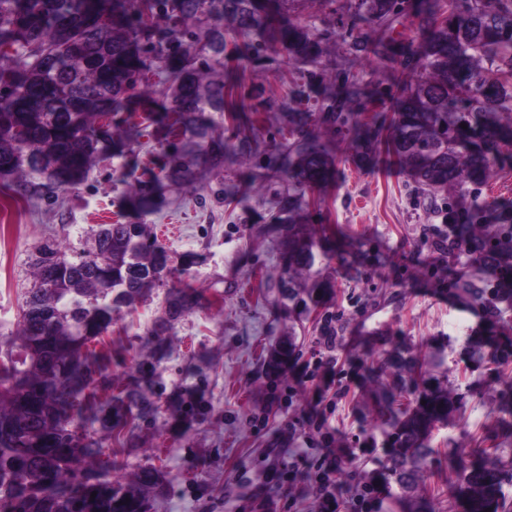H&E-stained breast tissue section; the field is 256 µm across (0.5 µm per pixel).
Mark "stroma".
Here are the masks:
<instances>
[{
    "instance_id": "35a3bbf8",
    "label": "stroma",
    "mask_w": 512,
    "mask_h": 512,
    "mask_svg": "<svg viewBox=\"0 0 512 512\" xmlns=\"http://www.w3.org/2000/svg\"><path fill=\"white\" fill-rule=\"evenodd\" d=\"M288 14L308 24L321 58L303 65L266 44L245 74L227 63L225 83L240 85L247 118L226 120L224 137L253 143L252 154L221 174L203 175L190 192L166 190L158 210L144 218L158 228L172 225L160 237L169 251L200 254L188 280L201 306L163 342L150 341L164 306L165 291L157 288L108 333L113 386L141 380L159 407L132 433H121L123 466L112 478L126 484L142 467H156L163 493L149 512H251L259 499L270 502L271 512H316L314 452L290 437L283 419L317 412L328 416L327 445L341 455L339 512H353L367 485L378 497L374 512H461L457 451L498 447L512 458V425L499 412L512 401V370L480 347L493 329L512 352V310L498 317L455 300L448 258L438 248L449 234L435 210L444 192L421 193L386 156L353 159L343 125L315 127L334 142L336 177L300 218L316 232L315 263L297 298H283L279 228L288 216L279 201L286 184L262 174L283 141L294 83L311 75L307 106L317 112L326 87L355 75L363 95L347 101L345 112L385 124L396 92L389 63L354 48L372 34L356 0H290ZM124 193L108 160L67 192L62 206H33L0 188V333L16 328L34 247L49 237L76 246L96 225L126 222ZM345 251L357 277L340 265ZM329 312L341 336L336 377L349 391L336 397L307 386L287 397L276 377L296 384ZM405 349L419 360L426 385L447 388L463 405L434 431L422 479L408 498L387 469L389 444L377 420L379 397L397 384L393 364ZM277 464L296 472L286 497L268 481Z\"/></svg>"
}]
</instances>
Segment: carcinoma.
Listing matches in <instances>:
<instances>
[{
    "label": "carcinoma",
    "instance_id": "1",
    "mask_svg": "<svg viewBox=\"0 0 512 512\" xmlns=\"http://www.w3.org/2000/svg\"><path fill=\"white\" fill-rule=\"evenodd\" d=\"M288 0H0V181L27 203L59 199L84 184L93 168L134 151L139 118L165 130L171 158L149 182L127 190L137 216L153 212L167 182L191 189L200 167L221 172L252 147L224 141V79L206 71L224 66V22L233 26L231 57L244 68L256 52L253 32L296 61H317L322 48L285 13ZM403 0H357L374 36L355 49L385 58L398 94L394 121L384 128L357 121L365 160L386 152L424 191H448L441 210L453 226L446 250L467 263L448 265L455 292L489 304L467 280L468 265L492 264L512 274V204L495 205L469 184L483 185L512 154V0H419L417 38L388 37ZM165 16L171 26L158 27ZM158 63V96L134 92L148 64ZM127 113L123 126L105 121ZM321 122H345L336 94ZM284 160L264 178L280 177L315 191L334 176L335 157L314 132L313 113H290ZM309 201L290 193L281 210V279L288 297L314 264L316 245L295 216ZM190 273L199 256L174 257L151 225L101 224L81 247L57 240L35 247L31 282L22 293L17 327L0 341V512H148L159 473L142 468L129 484L112 481V455L93 426L107 433L156 413L135 383L112 392L109 356L101 346L114 317L130 312L153 289L165 305L149 334L162 340L200 306L194 290L172 280L173 262ZM395 367L410 383L383 393L379 419L391 440L389 470L410 492L420 463L433 449L432 432L456 410L448 390H419V366L409 352ZM40 390L34 404L28 391ZM99 473L87 487L82 477ZM504 469L497 448H473L457 461L463 512H506Z\"/></svg>",
    "mask_w": 512,
    "mask_h": 512
}]
</instances>
